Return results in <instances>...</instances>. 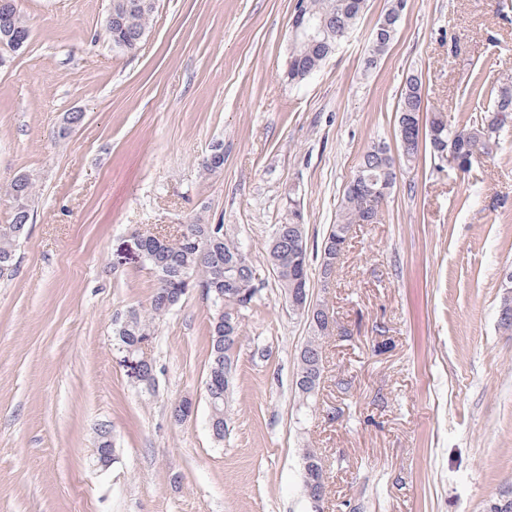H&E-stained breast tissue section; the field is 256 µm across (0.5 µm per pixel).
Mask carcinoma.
<instances>
[{"label": "carcinoma", "mask_w": 512, "mask_h": 512, "mask_svg": "<svg viewBox=\"0 0 512 512\" xmlns=\"http://www.w3.org/2000/svg\"><path fill=\"white\" fill-rule=\"evenodd\" d=\"M128 0H112V6L121 18L120 26L112 27L106 21V32L112 44L128 34L146 31L155 12V3L148 0L143 8L127 9ZM307 15L322 24V29L313 44L301 39L292 43L288 65V81L301 83L317 72L329 55L335 50L340 36L335 27L341 26L349 32L359 21L364 7L361 0H304ZM396 6L388 8L378 24L389 21L386 36L372 40L374 65L382 55L396 32L399 17L395 16ZM30 30L20 9H0V54H9L8 46L13 42L23 45L29 40ZM492 105L483 114L470 118L461 126L448 124L442 112H431L425 121L424 146L431 156L443 164L448 153L454 152L464 162L459 172L472 170L477 160L488 157L498 145L499 133L512 121V89L503 87L490 94ZM422 110V83L414 75L406 79L400 94L397 112H418ZM399 158L407 166L412 165L419 155V141L408 142L403 129H398ZM395 159L384 143H377L367 150L359 163L353 178L347 184L336 224L324 238L321 247L322 266L329 285L336 272V266L343 255L347 235L355 224L377 222L381 206L371 193L380 187L386 177H391L389 188L396 184ZM35 193L34 183L15 180L7 195L11 200V218L7 224H0V273L13 266L17 247L25 236L30 221V202ZM199 238L211 241L210 249L202 253L196 249ZM144 262L157 278L154 294L147 313L135 314L126 324L119 325L118 338L121 345L134 358L143 356L140 343L153 335V323L165 315L192 288H199L212 300L214 314L210 322V353L206 384L207 400L210 404V425L219 437L227 431L226 404L230 392V379L224 377V363L232 362L228 340H241L242 321L245 313L256 301L261 289L255 288L253 275L257 269L248 254L234 238L224 231L222 224H209L199 217L185 225V232L168 238L150 239L144 244ZM267 259L276 267L278 284L286 298L292 294L309 290L308 281L301 280L307 272V237L303 211L297 204L288 206V223L275 225ZM311 336L308 337L299 354L295 388L304 400L311 399L322 383L325 366L322 338L328 330L326 311L315 305L314 310H305ZM303 463L312 466V474L305 475V485L312 486L318 498L325 497L327 481L324 479L322 459L313 448H305Z\"/></svg>", "instance_id": "carcinoma-1"}]
</instances>
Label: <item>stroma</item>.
Wrapping results in <instances>:
<instances>
[{
    "label": "stroma",
    "instance_id": "stroma-1",
    "mask_svg": "<svg viewBox=\"0 0 512 512\" xmlns=\"http://www.w3.org/2000/svg\"><path fill=\"white\" fill-rule=\"evenodd\" d=\"M111 4L18 0L30 38L0 67V224L11 181L35 184L0 277V512H312L306 448L327 472L321 512H485L512 489V335L497 326L512 292V127L468 175L427 155L399 166L328 285L321 246L363 154L396 147L407 76L458 125L487 105L477 84L512 77V0H406L371 68L388 0H367L299 85L286 78L295 0H157L132 53L105 34ZM75 109L82 123L59 136ZM217 144L224 164L205 172ZM292 199L329 321L309 403L295 391L306 319L266 257ZM197 217L223 225L265 281L221 442L205 392L210 302L192 289L156 320L153 384L117 337L156 287L134 236ZM186 398L194 410L175 420ZM396 12H397L396 6L391 4V7L388 8L384 12V14L381 16V18L379 19L375 31L378 30L380 28V26L384 23L385 18L390 19V18L394 17L393 14ZM399 18H400V15H397L396 17H394V19L391 22H389V29L386 31V36L384 38H382L381 40H378L377 38L374 37V39L372 40V49H371L370 57H372L373 59L371 60V62H370V60H368L369 66H373L374 64L376 65V63L378 61V57L386 51L387 47L393 40L395 32H396V25H397V22L399 21Z\"/></svg>",
    "mask_w": 512,
    "mask_h": 512
}]
</instances>
